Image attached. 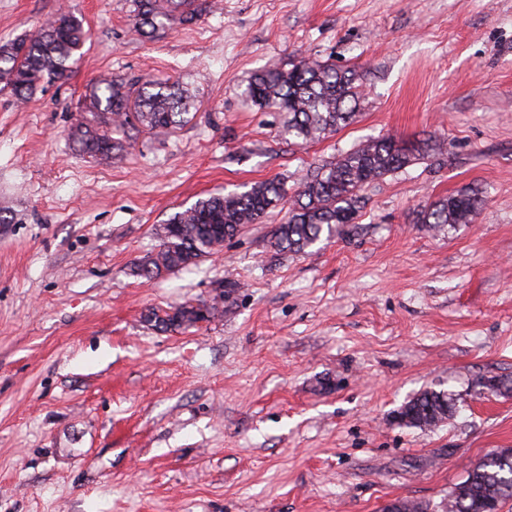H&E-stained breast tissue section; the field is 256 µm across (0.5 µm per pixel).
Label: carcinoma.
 Instances as JSON below:
<instances>
[{"instance_id": "obj_1", "label": "carcinoma", "mask_w": 512, "mask_h": 512, "mask_svg": "<svg viewBox=\"0 0 512 512\" xmlns=\"http://www.w3.org/2000/svg\"><path fill=\"white\" fill-rule=\"evenodd\" d=\"M137 29L150 35L167 22L192 24L207 11L206 0H133ZM88 39L81 19L60 11L33 36L0 45V89L27 100L48 85L66 79L82 55ZM261 108L284 116L283 129L295 144L316 141L353 121L361 99L353 74L328 64L301 58L288 69L279 66L256 73L246 89ZM130 90L107 78L92 81L85 106L71 127V136L92 156L110 157L123 151L108 127L137 122L155 134H164L184 121L191 96L176 83L145 80L137 90L136 111H128ZM423 147L393 137L370 139L344 153L335 162L306 176L293 196L288 219L275 226L272 246L279 252L299 253L356 219L361 189L420 159ZM287 195L277 178L255 182L244 191L210 193L174 213L158 232L159 248L139 259L136 276L152 278L197 265L212 256L224 241L258 224ZM484 200L478 191L464 189L431 202L417 222L441 231L473 222ZM238 287L230 283L216 301L184 303L152 309L148 323L163 330L195 327L214 317L218 305ZM456 402L444 390L426 389L406 401L396 420L416 428H436L456 414ZM512 499V449L484 457L467 470L465 479L448 497V512H479L488 500L499 505Z\"/></svg>"}]
</instances>
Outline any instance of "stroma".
I'll return each instance as SVG.
<instances>
[{
  "mask_svg": "<svg viewBox=\"0 0 512 512\" xmlns=\"http://www.w3.org/2000/svg\"><path fill=\"white\" fill-rule=\"evenodd\" d=\"M209 2L146 37L130 0H0V44L62 9L89 32L66 80L0 92V512H446L472 464L512 448V392L494 387L512 379V0ZM302 57L351 70L363 96L299 147L245 89ZM100 76L177 82L189 119L112 128L121 157H89L69 130ZM381 136L428 149L306 253L270 243L284 202L196 266L132 274L198 199L296 187ZM465 188L484 200L472 223H417ZM230 282L197 327L145 320ZM429 388L454 418L398 423Z\"/></svg>",
  "mask_w": 512,
  "mask_h": 512,
  "instance_id": "obj_1",
  "label": "stroma"
}]
</instances>
